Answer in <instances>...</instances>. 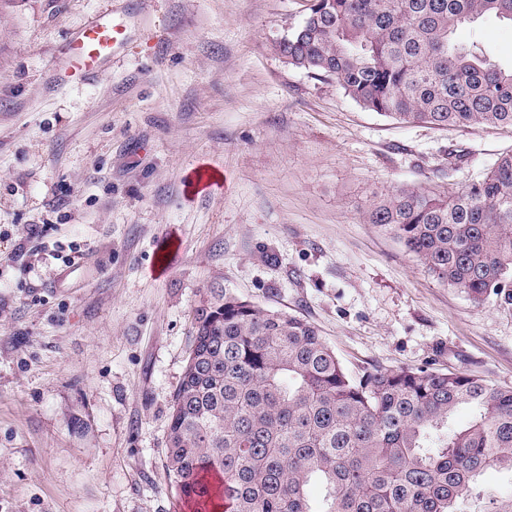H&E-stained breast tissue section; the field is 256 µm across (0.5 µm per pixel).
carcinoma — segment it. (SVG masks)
I'll list each match as a JSON object with an SVG mask.
<instances>
[{
  "label": "carcinoma",
  "instance_id": "cac0c4a2",
  "mask_svg": "<svg viewBox=\"0 0 512 512\" xmlns=\"http://www.w3.org/2000/svg\"><path fill=\"white\" fill-rule=\"evenodd\" d=\"M487 16L512 22V0H313L275 47L382 116L512 127V68L453 39ZM362 219L473 303H512V152L465 191L400 188ZM492 467L512 471V388L408 366L352 376L308 321L220 285L193 309L166 441L192 512H461Z\"/></svg>",
  "mask_w": 512,
  "mask_h": 512
}]
</instances>
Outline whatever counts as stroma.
<instances>
[{"label":"stroma","mask_w":512,"mask_h":512,"mask_svg":"<svg viewBox=\"0 0 512 512\" xmlns=\"http://www.w3.org/2000/svg\"><path fill=\"white\" fill-rule=\"evenodd\" d=\"M311 3L0 9V512H178L170 399L215 281L311 323L350 374L512 387V305L474 304L361 219L376 193L464 190L512 128L400 124L288 66L274 43ZM104 10L125 48L95 83L47 89L58 49ZM455 38L512 65L510 23ZM200 167L223 189L189 193Z\"/></svg>","instance_id":"35a3bbf8"}]
</instances>
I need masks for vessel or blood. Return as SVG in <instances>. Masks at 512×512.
Segmentation results:
<instances>
[{
	"label": "vessel or blood",
	"instance_id": "obj_1",
	"mask_svg": "<svg viewBox=\"0 0 512 512\" xmlns=\"http://www.w3.org/2000/svg\"><path fill=\"white\" fill-rule=\"evenodd\" d=\"M127 38L126 27L113 23L111 15L92 16L49 65L47 82L50 88L63 87L74 78L85 82L94 80Z\"/></svg>",
	"mask_w": 512,
	"mask_h": 512
}]
</instances>
